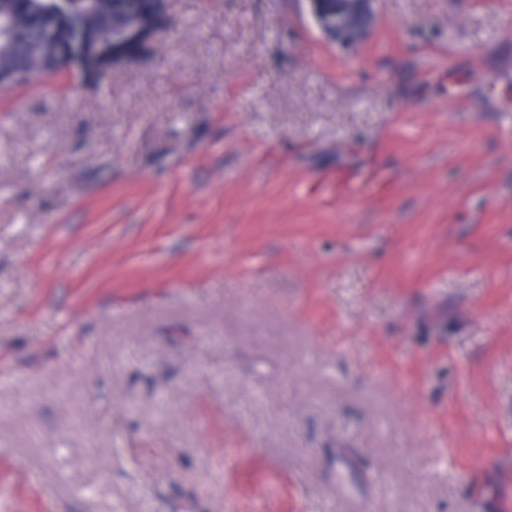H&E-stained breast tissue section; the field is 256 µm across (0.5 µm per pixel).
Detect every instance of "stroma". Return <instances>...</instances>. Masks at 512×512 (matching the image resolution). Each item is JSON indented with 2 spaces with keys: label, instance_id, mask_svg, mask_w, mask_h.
<instances>
[{
  "label": "stroma",
  "instance_id": "obj_1",
  "mask_svg": "<svg viewBox=\"0 0 512 512\" xmlns=\"http://www.w3.org/2000/svg\"><path fill=\"white\" fill-rule=\"evenodd\" d=\"M168 8L0 96V512H512V0ZM155 4L150 14L138 23L139 42L132 56L110 55L98 60L92 67V75L109 71L113 67L131 61L143 55L155 42L166 27L168 21L167 5L169 0H153ZM304 2L307 4L311 19L321 32L331 42L347 51H353L367 37L376 23V0H304ZM327 2L335 4L333 8L341 21L336 28L324 26V24L336 25V15L330 13L331 8L327 9L329 14L322 20Z\"/></svg>",
  "mask_w": 512,
  "mask_h": 512
}]
</instances>
